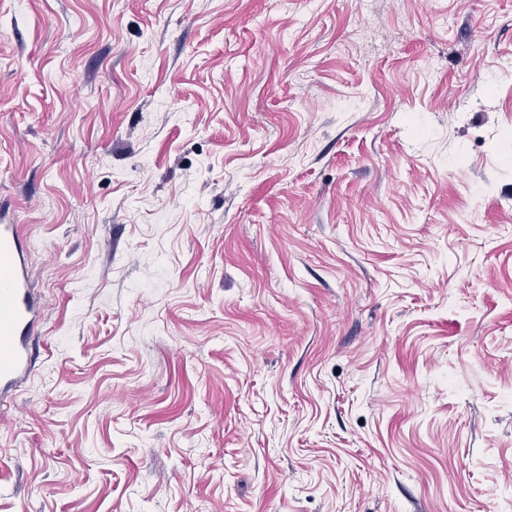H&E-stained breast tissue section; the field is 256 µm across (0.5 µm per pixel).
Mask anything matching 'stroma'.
I'll return each mask as SVG.
<instances>
[{
    "label": "stroma",
    "mask_w": 512,
    "mask_h": 512,
    "mask_svg": "<svg viewBox=\"0 0 512 512\" xmlns=\"http://www.w3.org/2000/svg\"><path fill=\"white\" fill-rule=\"evenodd\" d=\"M506 58L512 0H0V512H512ZM18 224L0 223V396L32 368L29 344L39 320Z\"/></svg>",
    "instance_id": "35a3bbf8"
}]
</instances>
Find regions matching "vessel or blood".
Returning <instances> with one entry per match:
<instances>
[{
  "label": "vessel or blood",
  "instance_id": "vessel-or-blood-1",
  "mask_svg": "<svg viewBox=\"0 0 512 512\" xmlns=\"http://www.w3.org/2000/svg\"><path fill=\"white\" fill-rule=\"evenodd\" d=\"M19 225L0 223V389H8L32 368L29 338L39 312L30 289Z\"/></svg>",
  "mask_w": 512,
  "mask_h": 512
}]
</instances>
